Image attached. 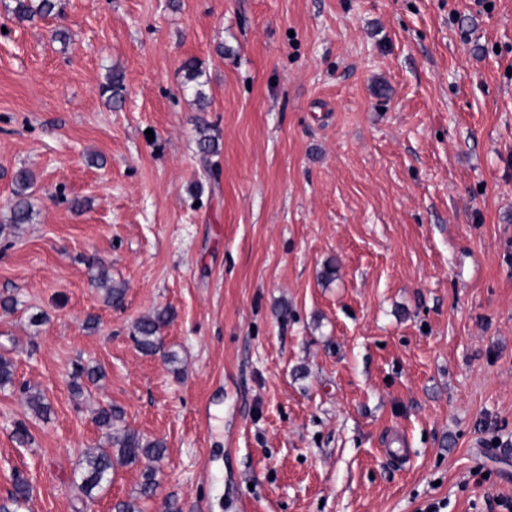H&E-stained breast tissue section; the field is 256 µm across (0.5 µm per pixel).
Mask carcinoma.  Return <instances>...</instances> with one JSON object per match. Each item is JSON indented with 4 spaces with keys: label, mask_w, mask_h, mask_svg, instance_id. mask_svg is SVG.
I'll list each match as a JSON object with an SVG mask.
<instances>
[{
    "label": "carcinoma",
    "mask_w": 512,
    "mask_h": 512,
    "mask_svg": "<svg viewBox=\"0 0 512 512\" xmlns=\"http://www.w3.org/2000/svg\"><path fill=\"white\" fill-rule=\"evenodd\" d=\"M61 10L60 0H15L13 15L21 21H32L57 14ZM197 146L199 153L204 156L217 152L218 141L210 134L209 126L199 127ZM31 183L32 175L28 170L21 169L16 173L14 202L9 218V223L15 226L28 224L32 220L33 211L27 194ZM98 287L103 291L104 298L109 304H122L125 286L109 282L103 270L98 274ZM172 317L173 312L170 309L158 308L150 315L140 318L134 327L137 348L146 354L156 352L160 346L162 330ZM26 404L38 416L50 413V407L38 393L26 392ZM120 417L121 411L112 406L102 407L96 412V425L105 431L108 446L90 448L85 452L79 488L84 496L90 499L94 491L111 482L112 473L117 466H136L143 462L145 466L141 473L139 496L121 500L114 505V512H142L139 501L152 497L158 486L157 471L152 467V463L164 458L166 446L163 440L147 439L132 429H115ZM29 495L30 487L27 480L21 474H16L13 491L6 500L0 501V512H20Z\"/></svg>",
    "instance_id": "1"
}]
</instances>
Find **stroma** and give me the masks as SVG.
<instances>
[{"mask_svg": "<svg viewBox=\"0 0 512 512\" xmlns=\"http://www.w3.org/2000/svg\"><path fill=\"white\" fill-rule=\"evenodd\" d=\"M492 3L64 0L21 23L0 0V498L18 472L23 512L134 496L137 466L77 489L112 405L167 446L144 512H504L485 497L512 500V0ZM164 306L142 354L133 326ZM78 362L103 372L92 397ZM32 183V175L26 169L19 170L15 175L14 202L11 207L9 223L16 228L18 224H29L33 211L28 199L27 190ZM172 317L173 312L170 309L158 308L150 315L140 318L134 327L137 348L146 354L156 352L160 346L162 330Z\"/></svg>", "mask_w": 512, "mask_h": 512, "instance_id": "obj_1", "label": "stroma"}]
</instances>
